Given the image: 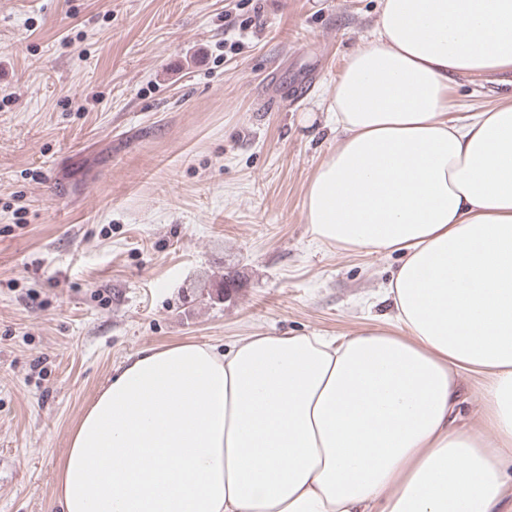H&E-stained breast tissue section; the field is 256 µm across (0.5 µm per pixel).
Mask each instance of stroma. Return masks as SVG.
Masks as SVG:
<instances>
[{
    "label": "stroma",
    "instance_id": "obj_1",
    "mask_svg": "<svg viewBox=\"0 0 512 512\" xmlns=\"http://www.w3.org/2000/svg\"><path fill=\"white\" fill-rule=\"evenodd\" d=\"M378 7L0 0V512H51L75 426L138 351L387 312L398 255L303 215L336 146L327 92ZM230 23L248 28L233 48ZM511 94L497 72L450 98L462 117Z\"/></svg>",
    "mask_w": 512,
    "mask_h": 512
}]
</instances>
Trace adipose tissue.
I'll list each match as a JSON object with an SVG mask.
<instances>
[{
	"label": "adipose tissue",
	"instance_id": "ef3b65f1",
	"mask_svg": "<svg viewBox=\"0 0 512 512\" xmlns=\"http://www.w3.org/2000/svg\"><path fill=\"white\" fill-rule=\"evenodd\" d=\"M508 69L512 0H379L304 214L319 240L400 255L391 315L140 351L72 432L61 512H512V96L449 112L457 78ZM482 380L478 377H468L464 381V394L459 405V416L463 422L470 423L482 408L479 389Z\"/></svg>",
	"mask_w": 512,
	"mask_h": 512
}]
</instances>
